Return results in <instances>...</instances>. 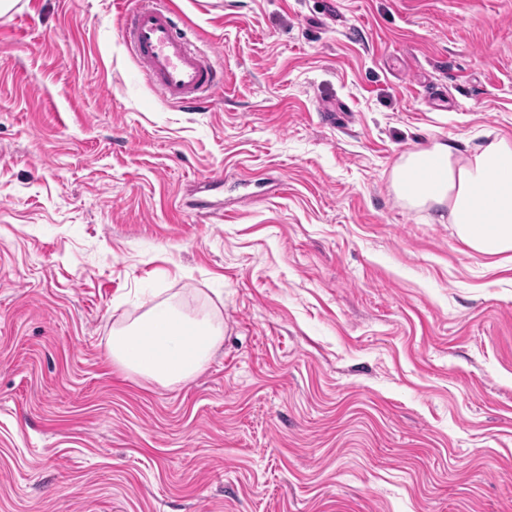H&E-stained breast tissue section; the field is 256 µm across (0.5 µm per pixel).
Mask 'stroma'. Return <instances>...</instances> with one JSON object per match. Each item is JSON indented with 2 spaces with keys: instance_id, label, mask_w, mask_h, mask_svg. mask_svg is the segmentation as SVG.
<instances>
[{
  "instance_id": "stroma-1",
  "label": "stroma",
  "mask_w": 512,
  "mask_h": 512,
  "mask_svg": "<svg viewBox=\"0 0 512 512\" xmlns=\"http://www.w3.org/2000/svg\"><path fill=\"white\" fill-rule=\"evenodd\" d=\"M135 2L0 16V512H512V261L389 187L512 138V0H170L194 108ZM166 298L224 323L172 387L105 351ZM118 32L164 99L200 105L222 84L221 72L191 42L199 35L163 2L138 1L122 14Z\"/></svg>"
}]
</instances>
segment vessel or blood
I'll list each match as a JSON object with an SVG mask.
<instances>
[{"label":"vessel or blood","instance_id":"obj_1","mask_svg":"<svg viewBox=\"0 0 512 512\" xmlns=\"http://www.w3.org/2000/svg\"><path fill=\"white\" fill-rule=\"evenodd\" d=\"M118 32L164 99L200 105L220 87L222 74L193 45L194 30L163 0H138L122 14Z\"/></svg>","mask_w":512,"mask_h":512}]
</instances>
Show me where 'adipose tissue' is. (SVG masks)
I'll use <instances>...</instances> for the list:
<instances>
[{
	"mask_svg": "<svg viewBox=\"0 0 512 512\" xmlns=\"http://www.w3.org/2000/svg\"><path fill=\"white\" fill-rule=\"evenodd\" d=\"M392 178L411 206L447 205L449 223L474 252H512V139L496 136L467 153L437 143L402 156ZM223 341V321L168 298L114 328L106 352L121 371L169 387L200 375Z\"/></svg>",
	"mask_w": 512,
	"mask_h": 512,
	"instance_id": "ef3b65f1",
	"label": "adipose tissue"
}]
</instances>
